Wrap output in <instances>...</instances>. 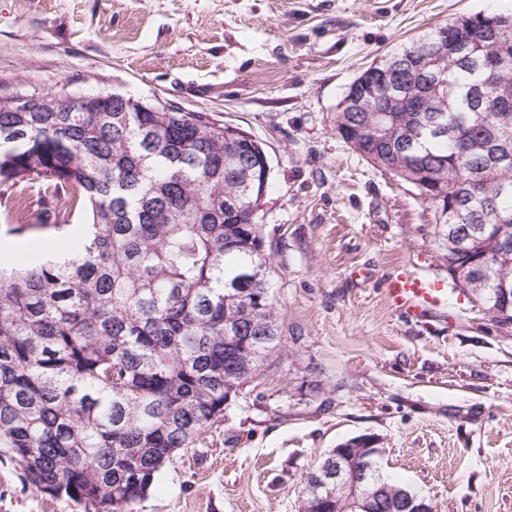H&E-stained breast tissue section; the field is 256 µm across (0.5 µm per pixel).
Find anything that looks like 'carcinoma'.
<instances>
[{"instance_id":"obj_1","label":"carcinoma","mask_w":512,"mask_h":512,"mask_svg":"<svg viewBox=\"0 0 512 512\" xmlns=\"http://www.w3.org/2000/svg\"><path fill=\"white\" fill-rule=\"evenodd\" d=\"M477 42L448 66L443 27L392 49L433 56L422 80L359 75L336 131L373 166L447 204L477 175L478 198L452 218L483 228L488 257L469 287L500 329L512 305V14L458 17ZM496 61L493 68L484 61ZM83 97L82 112L69 97ZM130 104L61 85L24 111L0 95V230L68 234L77 249L0 263V448L39 491L83 512H134L170 459L224 418L248 378L227 328L251 337L253 367L280 351L274 269L260 214L269 180L259 142L210 112Z\"/></svg>"}]
</instances>
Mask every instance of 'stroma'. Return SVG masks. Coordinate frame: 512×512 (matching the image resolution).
Wrapping results in <instances>:
<instances>
[{"label":"stroma","instance_id":"stroma-1","mask_svg":"<svg viewBox=\"0 0 512 512\" xmlns=\"http://www.w3.org/2000/svg\"><path fill=\"white\" fill-rule=\"evenodd\" d=\"M512 0H0V94L66 83L211 112L260 141L282 347L175 455L136 512H298L332 448L436 512H512V335L448 275L439 208L339 136L336 105L391 48ZM422 275L423 316L386 295ZM0 512H79L0 455ZM378 444L379 443L374 436H358L349 443L351 448L354 449L350 458H356L361 463L375 460L379 461L382 451L380 449L373 448Z\"/></svg>","mask_w":512,"mask_h":512}]
</instances>
